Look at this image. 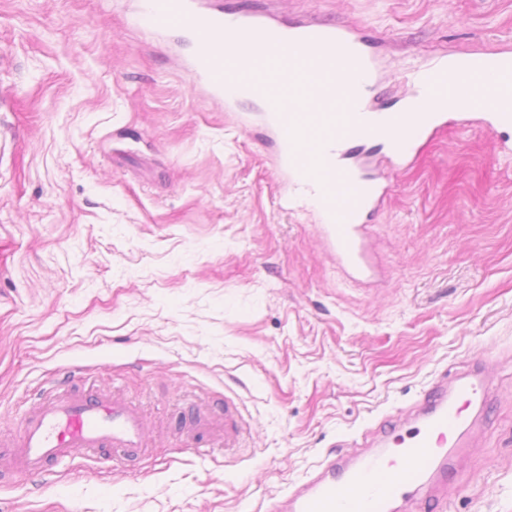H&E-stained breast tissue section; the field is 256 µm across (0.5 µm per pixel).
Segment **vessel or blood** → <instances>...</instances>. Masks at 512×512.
<instances>
[{"label":"vessel or blood","instance_id":"b4317fda","mask_svg":"<svg viewBox=\"0 0 512 512\" xmlns=\"http://www.w3.org/2000/svg\"><path fill=\"white\" fill-rule=\"evenodd\" d=\"M141 21L150 32L178 30L196 35L188 69L203 83L208 97L231 105L240 83L224 71V58L257 56L263 78L248 82V89L267 102L266 119L274 129L288 120L281 112L280 88H305L321 102L332 96V63H342L364 83L375 80L374 61L354 30L322 23L288 26L254 13L225 10L213 0H141ZM512 71V52L452 55L448 82L429 74L428 94L411 93L406 111L380 116L369 100H351L337 112L307 115L304 129L313 131L325 149L330 181L321 186L300 182L296 158L302 149L297 139L283 141L277 165L290 187L317 189L322 234L337 262L352 274L363 275L366 252L363 223L367 214L387 196V184L369 178L350 164L352 146L368 138L374 117H381V136L392 167L410 163L421 140L447 129L450 116L485 114L483 130L491 135L512 127V96L494 83ZM481 86L480 94L465 105L450 104L461 87ZM356 185V202L338 213L331 202L333 180ZM494 390L488 362L479 359L454 376H440L418 412L400 427L381 432V449H363L351 457L329 459L285 500L288 512H400L414 502L424 486L442 490L456 473V461L469 447L477 421ZM12 452L19 472L40 476L47 464L73 449L118 448L126 456L143 458L151 452L147 420L135 403L105 396H86L46 402L37 416L20 425Z\"/></svg>","mask_w":512,"mask_h":512}]
</instances>
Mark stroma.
I'll use <instances>...</instances> for the list:
<instances>
[{"label": "stroma", "instance_id": "35a3bbf8", "mask_svg": "<svg viewBox=\"0 0 512 512\" xmlns=\"http://www.w3.org/2000/svg\"><path fill=\"white\" fill-rule=\"evenodd\" d=\"M137 0H0V512H276L346 444L491 355L477 444L428 512H512V156L448 129L367 221L352 279L294 195L262 106L192 86L187 34ZM361 30L400 111L406 76L512 45V0H223ZM139 404L153 455L83 449L11 470L53 396ZM241 429L224 445V402ZM207 437L185 439L195 416Z\"/></svg>", "mask_w": 512, "mask_h": 512}]
</instances>
